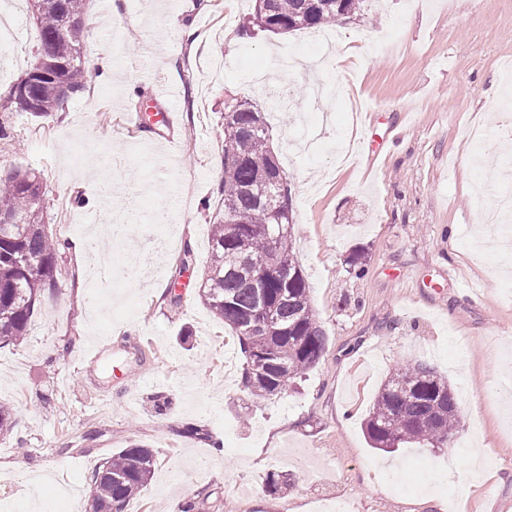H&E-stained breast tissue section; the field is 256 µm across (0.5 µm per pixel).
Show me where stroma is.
I'll list each match as a JSON object with an SVG mask.
<instances>
[{"mask_svg":"<svg viewBox=\"0 0 512 512\" xmlns=\"http://www.w3.org/2000/svg\"><path fill=\"white\" fill-rule=\"evenodd\" d=\"M84 56L112 58L111 80L87 74L63 113L0 112L13 141H0V170L43 174L45 221L61 239L127 216L124 236L102 240L116 277L117 317L96 319L89 263L72 250L57 262L19 345L0 346V401L13 413L0 439V503L27 512L42 475L76 486L75 498L44 493L55 512H88L90 477L137 441L155 470L125 512H164L188 494L193 512H307L331 497L348 512H448L429 493L455 497L460 512H512V406L497 386L512 361V253L483 235L492 203L477 167L512 161V113L499 61L512 57V0H369L362 15L328 26L351 49L344 76L334 50L308 31L239 35L252 0H90ZM191 21L200 45L180 34ZM24 37L0 53V85L29 68L39 31L22 11ZM231 50L221 51L225 40ZM276 72L294 106H270L254 71ZM175 105L167 134L129 130L136 107ZM378 110L368 134L353 127L351 100ZM257 105L286 175L293 247L326 334L319 363L282 394L259 398L242 383L236 336L203 304L210 226L222 206L209 170L223 154L216 135L226 103ZM333 112L317 155L290 146L302 126ZM397 139L380 164L367 147L387 128ZM166 209L165 223L147 216ZM193 264L181 270L185 247ZM364 254L362 274L348 261ZM175 284L177 299L157 292ZM101 360H90L97 348ZM420 361L448 378L462 407L450 447L370 448L362 423L381 384ZM128 378H121V371ZM194 425L202 437L186 436ZM489 451L483 482L462 462L466 437ZM294 485L267 492L269 472ZM450 481L431 484L433 475Z\"/></svg>","mask_w":512,"mask_h":512,"instance_id":"stroma-1","label":"stroma"}]
</instances>
